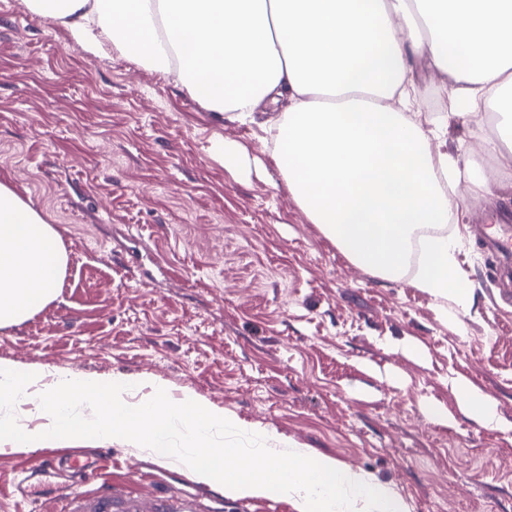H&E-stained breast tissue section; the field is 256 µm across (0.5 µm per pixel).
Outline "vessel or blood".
<instances>
[{
	"label": "vessel or blood",
	"instance_id": "1",
	"mask_svg": "<svg viewBox=\"0 0 512 512\" xmlns=\"http://www.w3.org/2000/svg\"><path fill=\"white\" fill-rule=\"evenodd\" d=\"M64 464L80 473H101L111 468L112 457L101 452L88 460L73 452L46 450L38 470L32 471L25 483L17 486V493L27 497L39 492L41 474L54 472ZM56 498L61 503L59 512H199L196 494L183 492L147 498L137 493L116 491L108 480L87 490L58 492Z\"/></svg>",
	"mask_w": 512,
	"mask_h": 512
}]
</instances>
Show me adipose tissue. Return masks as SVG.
Wrapping results in <instances>:
<instances>
[{
	"label": "adipose tissue",
	"mask_w": 512,
	"mask_h": 512,
	"mask_svg": "<svg viewBox=\"0 0 512 512\" xmlns=\"http://www.w3.org/2000/svg\"><path fill=\"white\" fill-rule=\"evenodd\" d=\"M91 54L105 41L178 71L202 106L232 119L287 100L265 132L288 187L313 223L352 261L400 276L418 246L419 287L445 299L467 290L447 238L427 228L461 207L462 176L411 109L420 56L447 93L443 120L489 110L512 131V0H31ZM65 268L57 233L0 183V327L57 292ZM461 411L483 425L496 403L464 378Z\"/></svg>",
	"instance_id": "ef3b65f1"
}]
</instances>
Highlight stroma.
<instances>
[{
	"label": "stroma",
	"mask_w": 512,
	"mask_h": 512,
	"mask_svg": "<svg viewBox=\"0 0 512 512\" xmlns=\"http://www.w3.org/2000/svg\"><path fill=\"white\" fill-rule=\"evenodd\" d=\"M497 121L439 133L483 194L445 232L470 290L457 303L349 260L288 190L259 123L229 121L175 77L110 47L88 54L28 0H0V182L56 229L67 254L54 300L0 328V360L22 371L144 381L192 392L295 450L369 475L410 512H512V188L493 167ZM264 177L224 164V142ZM497 404L500 425L464 415L450 380ZM441 408L430 417L428 406ZM114 489L188 487L202 512H294L287 499L231 498L182 463L119 440Z\"/></svg>",
	"instance_id": "1"
}]
</instances>
